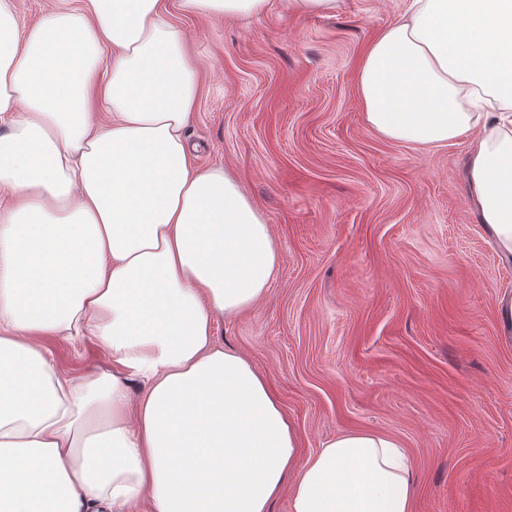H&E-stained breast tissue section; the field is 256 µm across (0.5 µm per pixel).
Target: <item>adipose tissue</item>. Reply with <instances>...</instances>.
I'll list each match as a JSON object with an SVG mask.
<instances>
[{"label": "adipose tissue", "instance_id": "adipose-tissue-1", "mask_svg": "<svg viewBox=\"0 0 512 512\" xmlns=\"http://www.w3.org/2000/svg\"><path fill=\"white\" fill-rule=\"evenodd\" d=\"M355 83L385 140L469 138L471 206L512 264V0H409ZM198 92L168 0H57L30 26L0 0V512H271L283 493L290 512H414L397 439L350 430L301 455L265 378L214 343L279 252L238 180L192 165ZM47 336L92 337L116 368L65 376Z\"/></svg>", "mask_w": 512, "mask_h": 512}]
</instances>
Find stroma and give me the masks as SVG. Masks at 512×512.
<instances>
[{"instance_id": "stroma-1", "label": "stroma", "mask_w": 512, "mask_h": 512, "mask_svg": "<svg viewBox=\"0 0 512 512\" xmlns=\"http://www.w3.org/2000/svg\"><path fill=\"white\" fill-rule=\"evenodd\" d=\"M404 8L176 13L200 83L192 162L237 177L280 253L266 295L215 315L213 335L265 377L302 454L380 431L411 457L415 512H512V340L498 314L512 265L469 205V143L386 141L356 93L363 45ZM48 347L72 377L112 367L94 340Z\"/></svg>"}]
</instances>
